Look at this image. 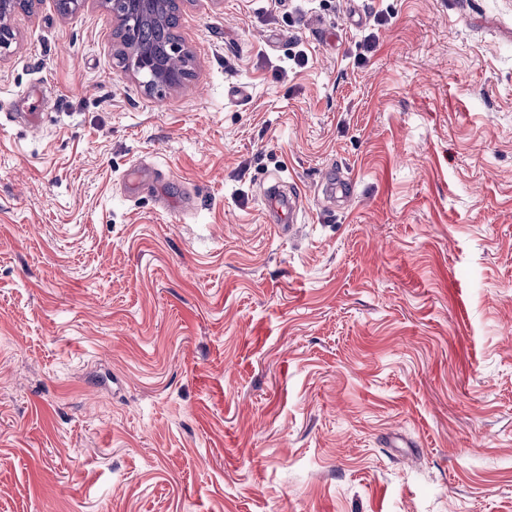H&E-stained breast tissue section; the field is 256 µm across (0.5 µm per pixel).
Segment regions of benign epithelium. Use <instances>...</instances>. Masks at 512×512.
<instances>
[{"label": "benign epithelium", "mask_w": 512, "mask_h": 512, "mask_svg": "<svg viewBox=\"0 0 512 512\" xmlns=\"http://www.w3.org/2000/svg\"><path fill=\"white\" fill-rule=\"evenodd\" d=\"M179 0H137L134 17L127 13L115 15L116 33L123 52L128 56L126 71L144 79L148 88L165 86L170 89L182 86L186 76L169 67L156 57H139L132 48L137 21L165 24L178 11ZM25 8L24 0H0V60L7 56L14 40L10 26L13 14Z\"/></svg>", "instance_id": "benign-epithelium-1"}]
</instances>
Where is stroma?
<instances>
[{
	"instance_id": "35a3bbf8",
	"label": "stroma",
	"mask_w": 512,
	"mask_h": 512,
	"mask_svg": "<svg viewBox=\"0 0 512 512\" xmlns=\"http://www.w3.org/2000/svg\"><path fill=\"white\" fill-rule=\"evenodd\" d=\"M11 23L0 512H512V0H182L175 90ZM157 180L152 177V171L142 163L131 166L123 177V183L126 190L135 194L149 186L154 187ZM292 195L294 200L289 199L288 202V199L273 186L265 192L264 196L269 216L276 224H281L283 229L288 228L289 231L293 228L292 224L297 221L296 200L299 198L295 190Z\"/></svg>"
}]
</instances>
